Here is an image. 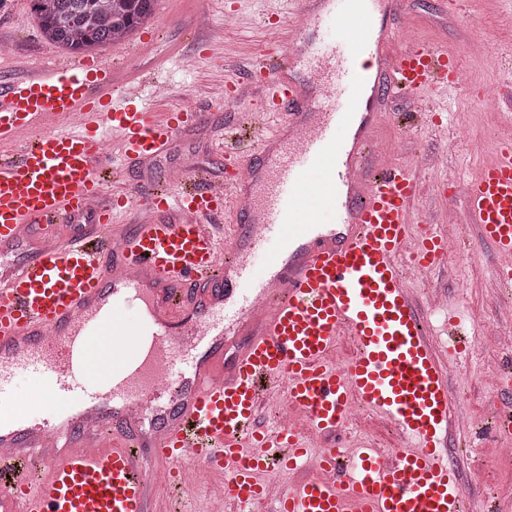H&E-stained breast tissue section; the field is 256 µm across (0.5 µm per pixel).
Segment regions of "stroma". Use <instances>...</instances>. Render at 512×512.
<instances>
[{
  "label": "stroma",
  "mask_w": 512,
  "mask_h": 512,
  "mask_svg": "<svg viewBox=\"0 0 512 512\" xmlns=\"http://www.w3.org/2000/svg\"><path fill=\"white\" fill-rule=\"evenodd\" d=\"M293 9V0H157L154 18L145 32L136 31L123 42L88 51V58L110 60L122 82L143 63L166 57L159 78L168 89V100H157L151 86L146 85L141 89L139 105L160 114L177 105H207L215 115L214 125L179 135L170 151L146 171L126 164L115 147H108L107 157L120 178L127 183L156 180L179 162L200 165L215 176H223L224 157L217 146L225 133H237L240 123L237 107L220 101L224 79L249 69L256 49L278 37L276 22L293 20ZM202 13L212 23L225 73L204 64L186 67L168 57L176 46L184 53H195L189 30ZM145 34L150 37L146 43L141 40ZM479 34L484 35L485 42L478 49L473 40ZM416 38L454 50L464 81L475 91L471 97L426 95L417 100L396 96L385 101V111L393 114L421 107L440 110L445 116L442 129L423 127L406 132L391 124L381 132V142L394 156L437 158V166L421 174L427 186L438 178L466 175L478 159L476 150L483 139L478 93L497 91L503 76L496 61V45L512 40V0H499L488 12L474 6L464 18L446 11L442 0H407L401 33L391 48L400 50ZM135 46L142 49L137 59L128 55L129 48ZM66 57V51L44 39L30 0H5L0 5V77L21 76L28 68ZM450 129L456 133L452 142L446 137ZM448 236L466 252L465 261L449 263L444 273L410 274L409 285L422 309L454 304L474 343L461 361L448 356L442 359L456 397L457 426L449 446L461 483L470 495L512 499V437L478 435L491 419L503 389L506 363L512 358V339H496L500 324L512 322V292L497 280L499 260L491 248L478 241L477 227L469 218L449 225ZM353 416L352 426L336 434L349 449L371 445L384 452L398 443L394 428L382 417L360 407Z\"/></svg>",
  "instance_id": "1"
}]
</instances>
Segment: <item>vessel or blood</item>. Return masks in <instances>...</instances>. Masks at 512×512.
Returning a JSON list of instances; mask_svg holds the SVG:
<instances>
[{
  "label": "vessel or blood",
  "mask_w": 512,
  "mask_h": 512,
  "mask_svg": "<svg viewBox=\"0 0 512 512\" xmlns=\"http://www.w3.org/2000/svg\"><path fill=\"white\" fill-rule=\"evenodd\" d=\"M299 25L261 50L228 102L261 98L264 132L223 146L230 179L197 171L167 188L110 190L105 146L151 164L213 113L156 117L141 77L74 58L0 80V512H164L152 466L179 490L218 473L239 512H501L469 497L448 462L454 395L401 271L448 264V235L419 206L422 159L374 161L392 95L466 92L455 53L408 41L400 0H295ZM336 25V39L310 31ZM460 206L512 281V134L467 176ZM130 212L129 224L114 217ZM58 224L72 225L68 236ZM352 358L335 361L341 338ZM49 381L40 413L10 387ZM296 423L265 431L270 390ZM385 416L403 445L384 454L310 438L347 428L354 405ZM322 470L272 496L271 478Z\"/></svg>",
  "instance_id": "vessel-or-blood-1"
}]
</instances>
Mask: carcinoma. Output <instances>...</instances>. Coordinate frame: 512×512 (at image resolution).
Listing matches in <instances>:
<instances>
[{
	"mask_svg": "<svg viewBox=\"0 0 512 512\" xmlns=\"http://www.w3.org/2000/svg\"><path fill=\"white\" fill-rule=\"evenodd\" d=\"M47 41L81 52L124 40L148 25L156 0H30Z\"/></svg>",
	"mask_w": 512,
	"mask_h": 512,
	"instance_id": "carcinoma-1",
	"label": "carcinoma"
}]
</instances>
